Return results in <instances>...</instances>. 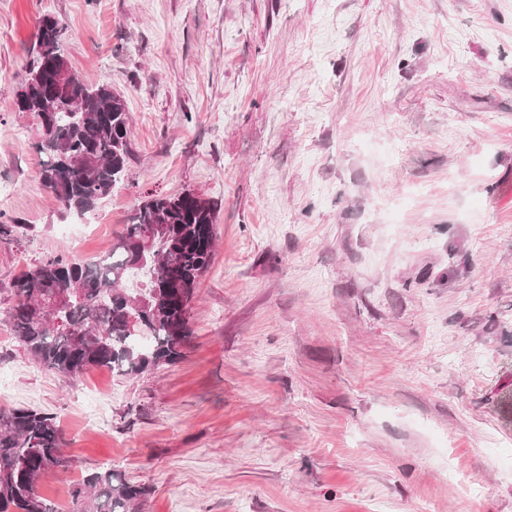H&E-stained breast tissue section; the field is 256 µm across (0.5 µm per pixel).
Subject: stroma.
<instances>
[{
	"label": "stroma",
	"mask_w": 512,
	"mask_h": 512,
	"mask_svg": "<svg viewBox=\"0 0 512 512\" xmlns=\"http://www.w3.org/2000/svg\"><path fill=\"white\" fill-rule=\"evenodd\" d=\"M45 15L130 113L83 216L14 109ZM185 189L218 242L182 357L41 367L14 278ZM0 223V406L56 416L137 512H512V0H0Z\"/></svg>",
	"instance_id": "35a3bbf8"
}]
</instances>
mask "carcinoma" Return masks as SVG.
I'll return each instance as SVG.
<instances>
[{
	"label": "carcinoma",
	"instance_id": "obj_1",
	"mask_svg": "<svg viewBox=\"0 0 512 512\" xmlns=\"http://www.w3.org/2000/svg\"><path fill=\"white\" fill-rule=\"evenodd\" d=\"M65 34L58 19H39L15 108L40 126L43 186L64 210L84 215L125 180L130 115L121 95L86 84L75 71L64 82L36 80L47 64L64 58ZM150 224L169 225V234L144 249L138 239ZM216 239L215 208L202 195L155 196L136 209L108 256L50 258L15 279L11 331L43 368L70 381L93 367L138 374L168 364L192 336L191 303ZM170 278L180 287H163ZM55 296L66 300L52 306ZM64 444L55 417L30 408L0 410V512H62L38 493L37 480L71 472ZM145 495L112 468L87 470L70 485L69 512H134Z\"/></svg>",
	"mask_w": 512,
	"mask_h": 512
}]
</instances>
